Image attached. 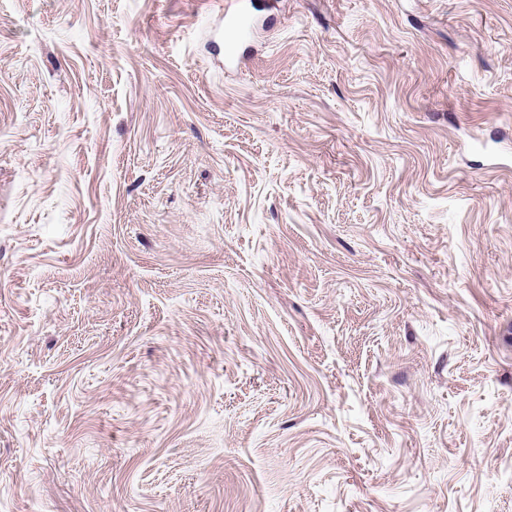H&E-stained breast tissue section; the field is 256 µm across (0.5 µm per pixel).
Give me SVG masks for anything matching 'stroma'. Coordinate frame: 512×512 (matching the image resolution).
<instances>
[{"mask_svg":"<svg viewBox=\"0 0 512 512\" xmlns=\"http://www.w3.org/2000/svg\"><path fill=\"white\" fill-rule=\"evenodd\" d=\"M0 0V512H512V0ZM244 4L242 1H226L224 4V31L231 41L246 30V20L243 18Z\"/></svg>","mask_w":512,"mask_h":512,"instance_id":"35a3bbf8","label":"stroma"}]
</instances>
